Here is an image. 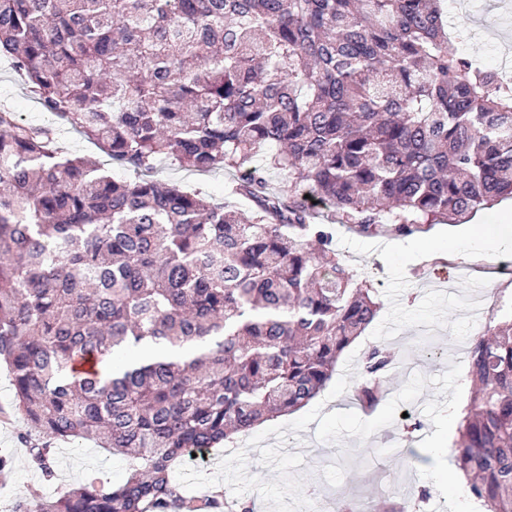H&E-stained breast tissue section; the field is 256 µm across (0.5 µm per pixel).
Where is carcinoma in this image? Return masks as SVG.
Masks as SVG:
<instances>
[{
	"mask_svg": "<svg viewBox=\"0 0 512 512\" xmlns=\"http://www.w3.org/2000/svg\"><path fill=\"white\" fill-rule=\"evenodd\" d=\"M440 2L0 0V55L135 174L0 112V363L31 457L49 476L55 441L91 439L134 462L14 512H256L182 495L173 470L306 406L373 321L336 224L412 236L512 196V85L459 51ZM169 159L232 172L248 209L149 178ZM84 354L110 370L77 373ZM468 354L457 465L468 496L512 512V306ZM392 368L365 353L363 410Z\"/></svg>",
	"mask_w": 512,
	"mask_h": 512,
	"instance_id": "obj_1",
	"label": "carcinoma"
}]
</instances>
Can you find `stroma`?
<instances>
[{"label":"stroma","mask_w":512,"mask_h":512,"mask_svg":"<svg viewBox=\"0 0 512 512\" xmlns=\"http://www.w3.org/2000/svg\"><path fill=\"white\" fill-rule=\"evenodd\" d=\"M448 28L463 31L467 54L485 67L498 68L504 57H512V0H444ZM12 109L26 123L51 122L15 74L11 61L0 57V108ZM157 179L180 185L216 200L223 199L232 176L217 168L201 173L162 161ZM484 224H511L512 200L501 199L474 213L468 220V259L430 261L418 237H365L336 229V249L358 274L377 288L382 307L360 337L346 350L336 371L318 397L324 412L357 411L353 388L360 378L364 353L385 346L394 353V367L386 386L396 395L416 374L434 377L448 370L450 363H467L471 339L483 331L496 315L500 296L512 294V277L496 273V266L512 262V248L488 255L481 251L478 229ZM434 386H427L411 409L422 427L412 442L399 443V423L385 426L367 440L344 437L341 442L317 440L316 424L285 442L268 436L267 444H282L284 452L301 454L304 462L293 468V476L304 488L318 487L324 494L340 493L370 508L380 500V487L393 489L396 496L425 489L430 497L422 512H443L445 499L433 483L419 476V469L432 465L433 458L420 447L435 427L423 411L425 402L435 399ZM14 390L5 366H0V456L11 469L0 476V512H12L14 505L33 495L53 496L96 476L109 486L124 482L130 460L114 455L88 441H57L55 476L44 480L33 466L28 448L29 424L13 408Z\"/></svg>","instance_id":"obj_1"}]
</instances>
